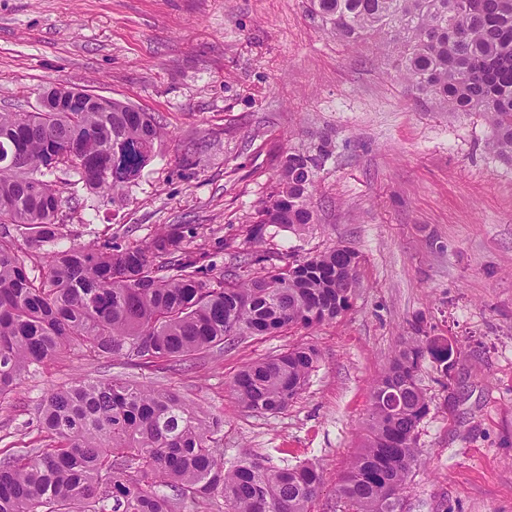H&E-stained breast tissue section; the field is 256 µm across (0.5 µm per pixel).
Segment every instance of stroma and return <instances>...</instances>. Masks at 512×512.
<instances>
[{
  "instance_id": "35a3bbf8",
  "label": "stroma",
  "mask_w": 512,
  "mask_h": 512,
  "mask_svg": "<svg viewBox=\"0 0 512 512\" xmlns=\"http://www.w3.org/2000/svg\"><path fill=\"white\" fill-rule=\"evenodd\" d=\"M380 43L332 36L306 0H0V112H35L44 90L79 87L164 124L116 198L53 174L69 205L61 248L146 244L164 225L192 224L187 247L231 267L285 156L325 140L314 224L267 227L259 251L360 257L335 321L241 337L185 372L63 351L0 398L1 452L39 446L33 419L49 389L137 381L220 416L225 463L314 465L324 484L313 512H347L336 486L362 444L372 385L401 337L419 332L456 356L446 374L423 364L430 411L400 512H512V163L489 150L483 115L436 111ZM302 343L321 359L299 395L273 415L243 408L229 388L238 371Z\"/></svg>"
}]
</instances>
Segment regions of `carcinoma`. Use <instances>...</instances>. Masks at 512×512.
Returning <instances> with one entry per match:
<instances>
[{
  "label": "carcinoma",
  "mask_w": 512,
  "mask_h": 512,
  "mask_svg": "<svg viewBox=\"0 0 512 512\" xmlns=\"http://www.w3.org/2000/svg\"><path fill=\"white\" fill-rule=\"evenodd\" d=\"M307 11L351 44L384 35L397 77L440 112L482 113L491 150L512 163V0H308ZM161 132L152 113L119 100L110 112H0V397L66 347L163 370L350 308L359 257L343 247L285 253L244 281L205 271L203 254L184 245L189 224L168 225L146 247L59 248L61 190L46 176L73 170L87 190L115 197ZM330 153L322 142L285 156L249 239L269 224L314 223L315 171ZM428 359L452 367L447 344L408 336L376 380L365 441L337 489L349 512H397L429 412L418 379ZM318 362L314 346L296 345L246 365L231 391L244 408L276 414ZM35 422L44 444L0 457V512H311L323 483L307 464L224 467L214 453L224 421L150 385L79 378L49 391Z\"/></svg>",
  "instance_id": "1"
}]
</instances>
